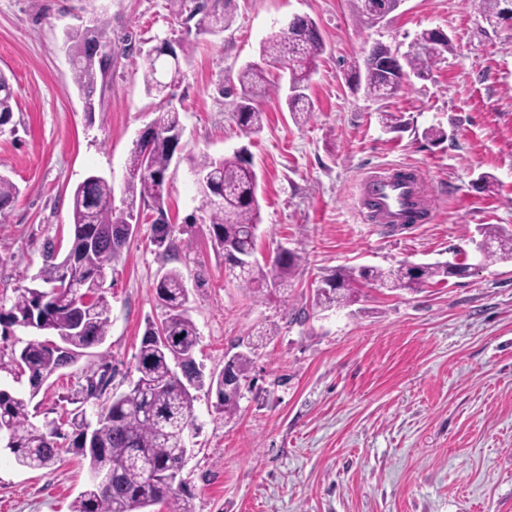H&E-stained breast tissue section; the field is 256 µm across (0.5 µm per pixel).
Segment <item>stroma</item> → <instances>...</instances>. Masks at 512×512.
<instances>
[{
  "label": "stroma",
  "instance_id": "stroma-1",
  "mask_svg": "<svg viewBox=\"0 0 512 512\" xmlns=\"http://www.w3.org/2000/svg\"><path fill=\"white\" fill-rule=\"evenodd\" d=\"M230 25L210 33L188 21L182 0H0V72L15 92L14 129L0 134V172L20 193L0 219V304L34 286L43 244L67 243L71 192L86 176L122 193L127 158L158 117L147 95V50L185 40L192 52L173 106L184 127L165 208L176 254L137 224L106 273L110 325L104 342L52 375L30 406L40 426L70 412L83 377L108 370L106 391L82 409L95 420L137 376L148 323L164 310L154 281L180 271L200 336L204 374L253 348L251 380L234 415L201 390L197 429L181 473L194 512H512V263L480 262V225L512 231V27L484 18V0H403L383 21L358 17L351 0H235ZM296 15L314 20L325 51L307 83L310 113L289 112L288 76L269 65L274 87L260 100L264 128L240 135L231 109L239 70ZM105 18L112 68L87 114L74 82L66 33ZM439 28L453 48L429 79L410 78L385 101L354 70L377 43L407 48ZM402 119L386 129L383 113ZM443 138L435 139L431 130ZM246 149L258 176L257 256L277 248L303 262L287 284L254 300L224 275L208 228L184 221L201 201L188 155ZM416 167L432 197L422 224H377L358 185L377 168ZM495 176L493 191L472 186ZM472 263L470 275L411 291L361 285L352 302L324 308L314 295L343 267L390 269L404 261ZM34 334L0 337V387L25 395L11 363ZM89 480L69 450L48 469L0 454V512H71Z\"/></svg>",
  "mask_w": 512,
  "mask_h": 512
}]
</instances>
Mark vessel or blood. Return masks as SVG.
<instances>
[{
    "label": "vessel or blood",
    "mask_w": 512,
    "mask_h": 512,
    "mask_svg": "<svg viewBox=\"0 0 512 512\" xmlns=\"http://www.w3.org/2000/svg\"><path fill=\"white\" fill-rule=\"evenodd\" d=\"M364 199L376 202L377 217L386 224H405L411 217L427 212L431 201L419 177L397 180L373 175L361 185Z\"/></svg>",
    "instance_id": "obj_1"
}]
</instances>
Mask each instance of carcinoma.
Wrapping results in <instances>:
<instances>
[{"instance_id": "cac0c4a2", "label": "carcinoma", "mask_w": 512, "mask_h": 512, "mask_svg": "<svg viewBox=\"0 0 512 512\" xmlns=\"http://www.w3.org/2000/svg\"><path fill=\"white\" fill-rule=\"evenodd\" d=\"M233 0H196L189 6L188 19H197L196 28L212 31L225 28L231 21ZM104 21L92 29L69 36L74 84L87 104L95 102L98 84L105 83L107 66L102 51ZM437 32L425 29L414 43L421 50L405 55L404 68L420 79L431 75L434 61L451 50V41L436 42ZM192 46L180 45V63L164 65L146 55L142 78L149 94L165 97L180 83L182 62L190 56ZM325 51L317 24L307 16L292 18L287 27L272 34L265 42L262 56L288 66V109L294 115L309 112L304 93L311 70ZM367 93L377 99L394 96L402 85L382 70L364 64ZM241 96L232 118L240 134L250 138L261 132L265 112L257 98L269 91L265 69L249 63L237 77ZM14 90L9 79L0 73V128L10 124L13 116ZM157 132L151 146L134 145L127 162L122 207L112 202V184L104 178L82 181L72 193L71 245L62 261H56L54 245H46V264L40 275L48 288L15 289L9 309L0 310V325L30 328L36 332L68 331L60 343L31 341L13 363L29 375L31 395H36L44 381L61 368L75 363L84 350L103 342L109 327V304L103 278L112 263L119 260L122 249L112 247V232L138 221L142 208L157 215L152 223V240L159 250L174 246L173 228L164 209V190L171 160L181 140L179 113L173 108L160 109ZM191 172L201 178L197 185L201 196L200 212L209 234L224 254L225 274L238 286L257 297L282 286L296 271L303 257L291 250L277 252L265 264L243 263L239 255L256 253L259 224L257 175L243 152L213 157L207 153L192 156ZM19 189L6 175L0 174V212L18 196ZM479 235L491 244L485 259L512 261V233L505 234L492 224L479 228ZM454 275L447 263H431L411 271L405 264L386 272L369 266L337 270L323 279L317 290L316 303L341 305L352 299L360 281L374 282L388 288L414 290L430 281ZM153 288L165 309V317L150 324L144 333L135 371L137 379L101 409L94 424L74 415L70 422L51 421L37 427L29 419V400L0 388V429L5 447L15 462L28 469H47L60 460L59 439L65 437L62 426H72L70 449L87 462L90 474L109 469L117 476L104 486L91 479L72 505L71 512H149L162 505L166 512H194L192 498L181 493L177 483L187 449L182 436L195 425L192 391L203 386L216 393L217 407L232 414L239 395L224 390V373L204 379L196 362L195 349L199 333L188 316L183 276L176 270L157 279ZM105 373L86 376V384L76 390L82 399L97 397L107 386Z\"/></svg>"}]
</instances>
